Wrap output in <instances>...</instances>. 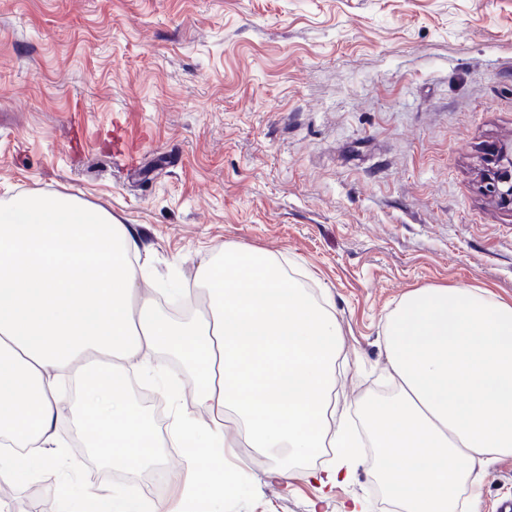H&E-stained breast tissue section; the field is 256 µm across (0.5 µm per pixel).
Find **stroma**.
<instances>
[{
    "label": "stroma",
    "instance_id": "1",
    "mask_svg": "<svg viewBox=\"0 0 512 512\" xmlns=\"http://www.w3.org/2000/svg\"><path fill=\"white\" fill-rule=\"evenodd\" d=\"M510 142L512 0H0V202L74 195L135 225L158 302L223 247L272 254L341 326L337 413L354 420L389 384L405 294L512 303V210L480 178ZM132 377L160 431L198 416L192 386ZM66 433L85 490L110 487ZM159 453L158 500L183 512L182 462ZM234 454L248 479L220 512H384L367 469L326 496L308 480L333 449ZM276 465L290 482L267 479ZM486 472L478 512H497L512 457Z\"/></svg>",
    "mask_w": 512,
    "mask_h": 512
}]
</instances>
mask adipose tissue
Here are the masks:
<instances>
[{
  "label": "adipose tissue",
  "mask_w": 512,
  "mask_h": 512,
  "mask_svg": "<svg viewBox=\"0 0 512 512\" xmlns=\"http://www.w3.org/2000/svg\"><path fill=\"white\" fill-rule=\"evenodd\" d=\"M139 251L134 225L69 195L0 205V488L52 477L58 512H79L58 431L66 406L113 467L160 464L159 432L127 388L129 371L158 353L176 363L172 386L191 381L206 414L169 426L186 451L194 512H213L241 486L226 451L242 441L306 460L336 449L307 473L319 489L366 466L401 512H457L462 494L478 497L483 467L512 456V304L472 288L406 294L383 336L396 391L355 426L335 417L340 326L274 257L225 247L199 270L207 310L176 320L141 291L130 262ZM90 499L95 512H166L129 489Z\"/></svg>",
  "instance_id": "ef3b65f1"
}]
</instances>
